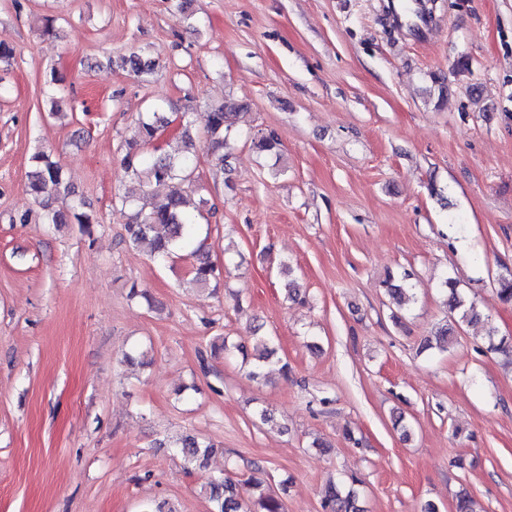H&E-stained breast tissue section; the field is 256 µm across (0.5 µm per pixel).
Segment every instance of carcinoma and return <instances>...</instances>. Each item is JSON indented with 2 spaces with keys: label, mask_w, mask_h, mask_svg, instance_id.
<instances>
[{
  "label": "carcinoma",
  "mask_w": 512,
  "mask_h": 512,
  "mask_svg": "<svg viewBox=\"0 0 512 512\" xmlns=\"http://www.w3.org/2000/svg\"><path fill=\"white\" fill-rule=\"evenodd\" d=\"M241 105L231 100L211 108L208 112L207 137L213 150L226 149L230 145V133ZM170 123L165 112L154 111L139 119L133 137L127 141L128 151L124 167L128 176L138 184V194L122 197V203L134 207L131 223L126 225L128 240L134 245L147 243L153 252L162 256L174 255L185 250L191 240V226L199 223V207L185 189L197 167L198 146L190 131L189 122H184L181 145L158 154H140L136 148H147L158 137L159 132ZM28 189L41 207L43 224H79L84 231L98 223V218L85 210L84 203L74 197L62 168L43 153L32 157V170L28 174ZM69 201L68 207L54 206L58 200ZM194 259L190 270L189 284L205 289L219 275V270L210 260L208 252L198 247L191 252ZM411 275L405 273L398 278L388 277L383 286L390 299L401 305L412 299ZM448 309L462 323L471 324L479 320L474 306L467 303L457 290V282L445 279ZM177 448L184 459L202 467L216 451L211 444L187 435L179 441ZM254 495L249 501L238 496L236 484L228 477L210 481V498L214 512H284L281 499L264 491L262 483L252 481ZM323 507L326 512H358L356 498L352 493L342 494L330 485L323 492Z\"/></svg>",
  "instance_id": "carcinoma-1"
}]
</instances>
